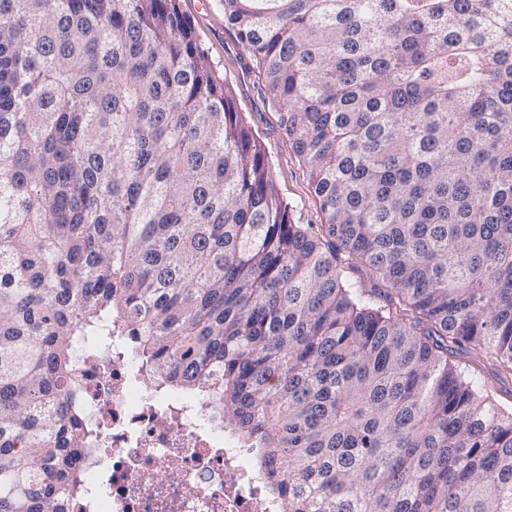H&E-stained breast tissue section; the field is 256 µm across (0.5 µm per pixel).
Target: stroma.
<instances>
[{"mask_svg": "<svg viewBox=\"0 0 512 512\" xmlns=\"http://www.w3.org/2000/svg\"><path fill=\"white\" fill-rule=\"evenodd\" d=\"M178 7L190 21L209 60L232 88L238 111L245 114L261 137L272 164L274 179L292 206L293 222L321 223L319 202L279 127V108L268 94L247 47L225 21L222 0H178Z\"/></svg>", "mask_w": 512, "mask_h": 512, "instance_id": "1", "label": "stroma"}]
</instances>
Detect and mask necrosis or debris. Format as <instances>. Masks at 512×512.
Returning <instances> with one entry per match:
<instances>
[{
	"label": "necrosis or debris",
	"mask_w": 512,
	"mask_h": 512,
	"mask_svg": "<svg viewBox=\"0 0 512 512\" xmlns=\"http://www.w3.org/2000/svg\"><path fill=\"white\" fill-rule=\"evenodd\" d=\"M70 381L86 433L78 512H285L255 454L225 437L217 407L144 376L125 337L76 350Z\"/></svg>",
	"instance_id": "necrosis-or-debris-1"
}]
</instances>
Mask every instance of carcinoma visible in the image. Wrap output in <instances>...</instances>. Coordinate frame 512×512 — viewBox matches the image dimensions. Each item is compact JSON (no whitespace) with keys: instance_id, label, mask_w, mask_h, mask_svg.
<instances>
[{"instance_id":"obj_1","label":"carcinoma","mask_w":512,"mask_h":512,"mask_svg":"<svg viewBox=\"0 0 512 512\" xmlns=\"http://www.w3.org/2000/svg\"><path fill=\"white\" fill-rule=\"evenodd\" d=\"M295 224L176 0H0V512H76L82 340L212 400L287 512H512V0H224ZM365 272V289L347 276ZM484 364V367L483 365L480 366L478 368V372L476 371L474 375H472V381L474 385L479 389H482L484 384L489 385L491 388H494V390L499 394L498 398L500 399V401L506 402V399L510 400L509 394L512 391V382L510 381V379L508 382L504 381V383L497 382L491 373L493 366L488 364L487 362H485ZM506 392H509V394Z\"/></svg>"}]
</instances>
